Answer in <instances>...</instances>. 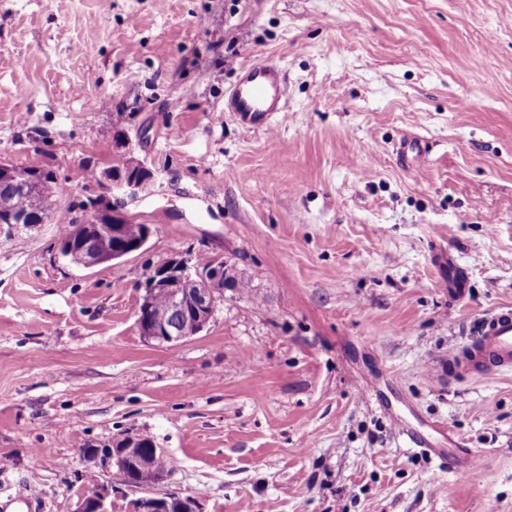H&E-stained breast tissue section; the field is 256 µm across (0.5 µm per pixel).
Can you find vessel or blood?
Wrapping results in <instances>:
<instances>
[{"label":"vessel or blood","mask_w":512,"mask_h":512,"mask_svg":"<svg viewBox=\"0 0 512 512\" xmlns=\"http://www.w3.org/2000/svg\"><path fill=\"white\" fill-rule=\"evenodd\" d=\"M288 85L280 66L270 60L246 66L243 75L224 101L225 111L240 124L270 127L276 113L285 111ZM454 365L462 372H485L512 368V307L486 314L473 331L465 353L456 354Z\"/></svg>","instance_id":"vessel-or-blood-1"}]
</instances>
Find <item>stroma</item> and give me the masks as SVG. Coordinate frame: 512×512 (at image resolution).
I'll list each match as a JSON object with an SVG mask.
<instances>
[{
	"mask_svg": "<svg viewBox=\"0 0 512 512\" xmlns=\"http://www.w3.org/2000/svg\"><path fill=\"white\" fill-rule=\"evenodd\" d=\"M267 59L287 110L242 128L224 95ZM122 153L153 173L135 199L99 180ZM1 164L152 234L90 269L52 220L0 245V506L132 512L82 451L133 431L200 512H512V370L448 372L512 306V0H0ZM180 255L230 257L259 300L160 346L145 270Z\"/></svg>",
	"mask_w": 512,
	"mask_h": 512,
	"instance_id": "1",
	"label": "stroma"
}]
</instances>
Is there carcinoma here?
I'll list each match as a JSON object with an SVG mask.
<instances>
[{"label": "carcinoma", "mask_w": 512, "mask_h": 512, "mask_svg": "<svg viewBox=\"0 0 512 512\" xmlns=\"http://www.w3.org/2000/svg\"><path fill=\"white\" fill-rule=\"evenodd\" d=\"M12 180L0 183V219L11 216L54 220L58 224L74 227L84 222V218L72 215L57 207L61 187L52 173L34 174L26 167L13 168Z\"/></svg>", "instance_id": "cac0c4a2"}]
</instances>
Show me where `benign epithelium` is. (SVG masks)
Listing matches in <instances>:
<instances>
[{
	"label": "benign epithelium",
	"mask_w": 512,
	"mask_h": 512,
	"mask_svg": "<svg viewBox=\"0 0 512 512\" xmlns=\"http://www.w3.org/2000/svg\"><path fill=\"white\" fill-rule=\"evenodd\" d=\"M145 175V167L138 161L124 169L114 167L102 171V178L112 189L132 197L138 195L139 183ZM118 217L117 210L110 213L100 209L87 217L79 232L65 230L59 241L60 254L76 266L92 268L141 251L151 236V226L142 225L141 238L128 245L120 241ZM237 277V267L228 258L215 259L205 270L191 268L183 257L168 259L145 284L137 311L141 334L160 346H174L198 335L210 325L217 307L224 303V292L231 290ZM158 289L168 294L169 304L164 311H156L152 305L153 293ZM160 453L162 450L148 438L128 433L112 441L109 448L84 450V457L90 469L112 474L136 494L133 512H170L174 503L180 512H197V501L191 496L153 491L168 477L166 473L155 472L152 456ZM76 512H112V504L107 501V495L98 494L83 499Z\"/></svg>",
	"instance_id": "7a95c632"
}]
</instances>
